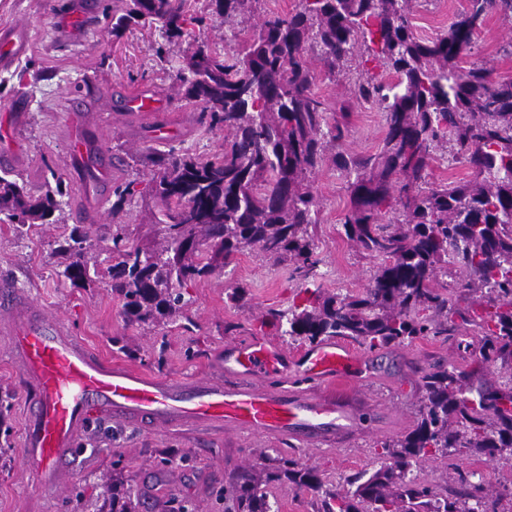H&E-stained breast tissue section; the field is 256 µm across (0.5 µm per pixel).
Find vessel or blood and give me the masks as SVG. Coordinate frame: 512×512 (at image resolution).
<instances>
[{
	"label": "vessel or blood",
	"mask_w": 512,
	"mask_h": 512,
	"mask_svg": "<svg viewBox=\"0 0 512 512\" xmlns=\"http://www.w3.org/2000/svg\"><path fill=\"white\" fill-rule=\"evenodd\" d=\"M93 13L91 0H69L66 34L81 35ZM24 49V28H0V65ZM125 107L160 112L166 104L134 92ZM0 335L7 338L28 399L24 461L49 492L59 491L76 439L95 417L155 429L187 425L278 436L307 448L335 444L371 419L359 404L332 394L334 386L357 383L364 365L358 352L336 341L290 356L269 337L254 336L225 343L220 365L194 381L160 378L112 363L6 280H0ZM290 372L294 386H267V379Z\"/></svg>",
	"instance_id": "b4317fda"
}]
</instances>
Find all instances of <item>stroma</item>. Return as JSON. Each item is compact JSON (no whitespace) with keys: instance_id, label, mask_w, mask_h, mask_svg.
<instances>
[{"instance_id":"1","label":"stroma","mask_w":512,"mask_h":512,"mask_svg":"<svg viewBox=\"0 0 512 512\" xmlns=\"http://www.w3.org/2000/svg\"><path fill=\"white\" fill-rule=\"evenodd\" d=\"M97 2L90 29L73 41L60 28L67 0H0V26H26L30 37L29 50L11 66L0 67V137L15 134L24 152L23 164L9 173L23 178L34 194L43 192L48 170L72 179L59 223L20 230L9 220H0V277L11 279L22 294L64 319L74 335L105 355L155 376L200 375L221 357L225 342L258 332L276 337L288 354L299 352L300 344L282 336L273 313L288 308L306 283L292 267L273 264L250 250L235 255L222 272L189 286L186 315L173 323L127 322L107 273H100L86 288L71 287L58 278L55 249L79 224L75 207L85 188L74 177L76 163L66 149L73 131L105 145L104 151L86 159V166L112 164L111 182L99 190L102 221L88 228L91 243L105 248L111 243L113 184L151 178L148 169L132 162L131 150L174 147L205 158L224 141L223 131L201 122L199 106L178 93L184 45L230 48L246 39L251 29L247 22L229 25L216 18L203 26L188 25L181 46L169 44L157 24L133 27L117 39L112 35L113 0ZM465 5L466 0H413L417 34L431 38L444 32ZM511 44L512 21L490 13L474 39L470 59L491 70L496 80L510 81ZM135 89L163 97L168 111L146 118L124 111L122 95ZM313 90L325 101L330 122L348 130L342 152H379L386 127L376 106L357 99L342 78L318 75ZM349 179L330 162L311 177L318 203L313 234L322 260L316 284L331 293L362 292L375 270L374 260L344 235ZM239 286L246 295L236 303L230 294ZM458 342L455 336H430L382 350L360 347L365 383L339 388L336 395L372 405L376 425L338 446L307 450L277 437L199 434L184 428L146 430L96 419L80 436L72 471L52 499L40 496L22 457L24 395L10 368L8 348L0 341V392L10 397L8 407L0 409V427L8 430L13 450L11 457L0 460V512H80V500L100 494L99 478L118 457L126 474L145 492L139 512H224V489L231 476L259 466L269 456L296 457L317 468L326 488H336L349 476L378 467V442L415 426L424 371L441 364L466 366ZM458 469L495 489L512 488L511 464L468 455L427 460L416 472L443 495L451 490V475ZM268 497L273 512H321L317 496L285 482L269 486Z\"/></svg>"}]
</instances>
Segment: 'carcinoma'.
<instances>
[{"instance_id":"1","label":"carcinoma","mask_w":512,"mask_h":512,"mask_svg":"<svg viewBox=\"0 0 512 512\" xmlns=\"http://www.w3.org/2000/svg\"><path fill=\"white\" fill-rule=\"evenodd\" d=\"M258 0H210L226 23L254 16ZM411 0H299L286 14L268 13L240 50L203 45L186 53L177 80L184 98L202 104L201 119L224 130L221 150L205 159L175 149L132 160L149 169L153 241L129 244L127 225H112V291L127 318L155 323L179 316L184 290L224 269L245 250L287 262L306 280L322 260L310 227L318 223L309 180L330 160L354 173L342 224L348 240L377 260L365 291L327 294L274 313L283 335L314 345L350 339L369 349L461 329L479 337L470 363L429 371L421 379L415 428L380 442V466L323 490L316 468L292 457L232 476L224 494L235 512H272L267 487L286 480L324 491L322 512H499L500 493L457 472V488L438 496L413 475L419 463L455 454L512 461V81L482 65L461 66L489 13L512 19V0H467L448 29L417 35ZM185 0H117L112 36L133 25L159 24L168 40L186 35ZM318 61L331 75L354 72L359 99L383 112L380 151L346 158L348 130L328 121L312 90ZM465 163L471 179L432 183L438 157ZM46 190L0 176V214L19 228L47 224L71 186L50 171ZM134 182L113 187L112 214L135 195ZM60 276L85 286L99 276L88 235L71 231L56 249ZM454 270L452 288L436 287ZM508 370L498 381L491 366ZM103 475L101 496L81 512H138L120 469Z\"/></svg>"}]
</instances>
